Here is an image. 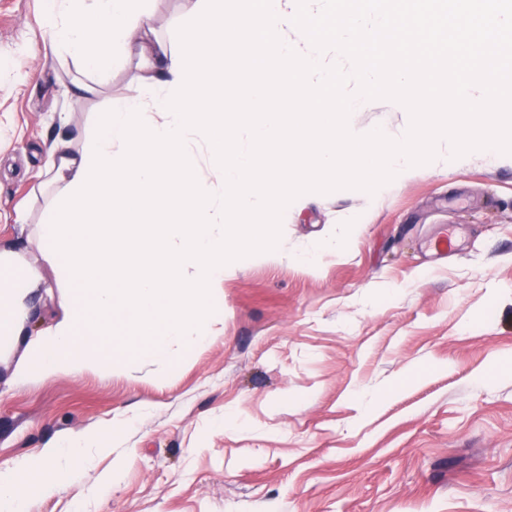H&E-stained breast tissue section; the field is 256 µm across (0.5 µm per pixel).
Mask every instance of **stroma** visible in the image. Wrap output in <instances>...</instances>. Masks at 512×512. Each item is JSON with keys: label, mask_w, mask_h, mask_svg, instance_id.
<instances>
[{"label": "stroma", "mask_w": 512, "mask_h": 512, "mask_svg": "<svg viewBox=\"0 0 512 512\" xmlns=\"http://www.w3.org/2000/svg\"><path fill=\"white\" fill-rule=\"evenodd\" d=\"M44 0H0V244L15 209L42 214L37 172L53 127L81 135L110 96L135 87L138 61L93 82L44 37ZM390 100L351 111L359 128L402 132ZM453 232L441 258L430 239ZM335 253L299 263L314 245ZM278 257L233 262L217 334L167 367L124 358L111 373L18 386L24 339L0 340V461L125 421L112 451L26 512H512V158L420 167L383 191L315 194L282 216ZM31 322L62 316L59 271L36 244ZM237 425H225L228 416ZM120 464L111 496L92 486Z\"/></svg>", "instance_id": "stroma-1"}]
</instances>
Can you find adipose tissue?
<instances>
[{
  "label": "adipose tissue",
  "mask_w": 512,
  "mask_h": 512,
  "mask_svg": "<svg viewBox=\"0 0 512 512\" xmlns=\"http://www.w3.org/2000/svg\"><path fill=\"white\" fill-rule=\"evenodd\" d=\"M151 0H49L42 26L51 46L78 59L84 69L106 81L112 71L138 57L145 83L166 94L176 80L168 38L152 36ZM82 151L72 145L66 126H59L40 177L51 193L78 178ZM39 274L22 257L18 243L0 247V337H24L27 358L16 368V384L34 377L80 374L105 366L93 349L94 335L84 325L65 327L55 321L32 330ZM88 439L75 434L34 459L0 462V512H24L31 496H53L76 482L87 462Z\"/></svg>",
  "instance_id": "adipose-tissue-1"
}]
</instances>
